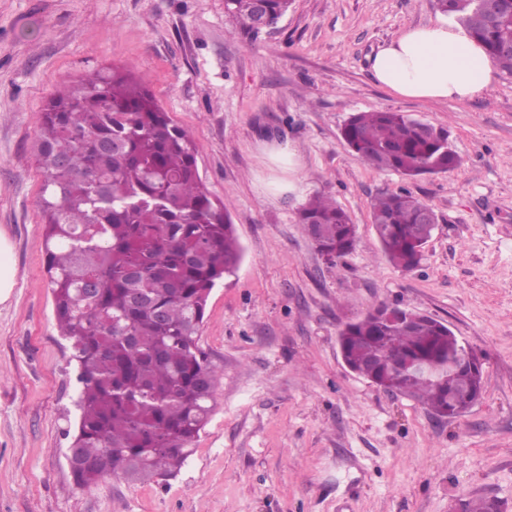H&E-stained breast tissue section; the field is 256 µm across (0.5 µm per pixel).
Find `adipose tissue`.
<instances>
[{"mask_svg":"<svg viewBox=\"0 0 512 512\" xmlns=\"http://www.w3.org/2000/svg\"><path fill=\"white\" fill-rule=\"evenodd\" d=\"M377 81L409 99L470 100L491 82L492 62L457 24L442 19L403 30L372 60Z\"/></svg>","mask_w":512,"mask_h":512,"instance_id":"obj_1","label":"adipose tissue"}]
</instances>
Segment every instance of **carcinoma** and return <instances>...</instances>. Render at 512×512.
<instances>
[{"instance_id":"carcinoma-1","label":"carcinoma","mask_w":512,"mask_h":512,"mask_svg":"<svg viewBox=\"0 0 512 512\" xmlns=\"http://www.w3.org/2000/svg\"><path fill=\"white\" fill-rule=\"evenodd\" d=\"M512 74V0H436ZM252 31L257 0H224ZM402 112H358L342 128L356 157L414 178L457 164L448 130ZM37 162L43 174L44 252L60 333L72 340L80 410L73 446L105 467L73 472L81 487L106 474L145 482L175 475L209 421L220 375L198 336L212 289L238 268L243 248L224 203L207 189L189 130L175 124L130 70L114 67L64 85L42 112ZM429 204L383 192L372 224L383 257L412 271L424 259L416 217ZM298 223L316 227L319 250L338 260L356 245V225L326 197L303 205ZM389 328L370 310L339 331L351 371L385 392L448 418L482 394V370L458 361L464 344L444 323L415 313ZM423 375L411 373L415 363ZM463 512H501L496 501H462Z\"/></svg>"}]
</instances>
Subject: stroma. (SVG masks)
<instances>
[{
  "mask_svg": "<svg viewBox=\"0 0 512 512\" xmlns=\"http://www.w3.org/2000/svg\"><path fill=\"white\" fill-rule=\"evenodd\" d=\"M440 17L435 0H293L247 35L224 0H0V235L15 268L0 303V512H452L479 497L512 512V75L472 100L422 101L371 70ZM115 65L191 130L243 259L208 299L199 345L222 376L185 465L81 488L66 459L78 368L46 286L35 146L54 90ZM375 111L447 128L458 165L414 179L364 166L341 128ZM283 146L297 171L271 159ZM402 188L437 215L411 272L382 258L371 218ZM318 193L357 226L333 263L298 222ZM378 305L426 313L478 352L480 401L440 419L351 372L338 332Z\"/></svg>",
  "mask_w": 512,
  "mask_h": 512,
  "instance_id": "35a3bbf8",
  "label": "stroma"
}]
</instances>
